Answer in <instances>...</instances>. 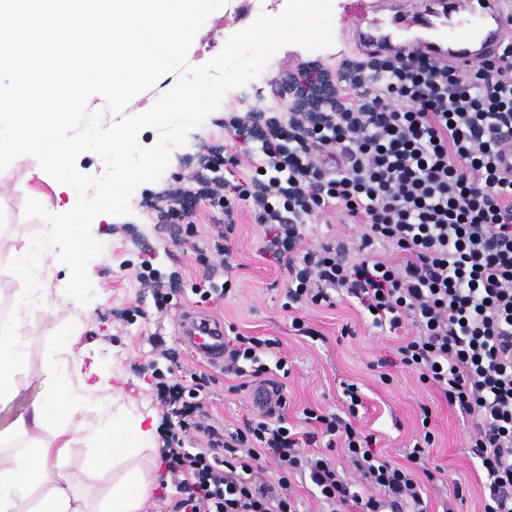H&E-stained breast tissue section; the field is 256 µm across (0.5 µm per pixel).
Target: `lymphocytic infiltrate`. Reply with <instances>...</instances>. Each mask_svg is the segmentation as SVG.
Segmentation results:
<instances>
[{
	"mask_svg": "<svg viewBox=\"0 0 512 512\" xmlns=\"http://www.w3.org/2000/svg\"><path fill=\"white\" fill-rule=\"evenodd\" d=\"M262 160L215 196L251 202L279 225L290 253L287 298L329 302L346 291L377 328H410L401 362L473 420L472 454L485 471L484 512H512V48L468 70L417 54L356 63L316 112H280ZM336 206L360 229L354 251L307 244L314 213ZM277 340L237 335L224 372L267 370ZM212 378L182 371L158 383L165 426L161 464L173 512H300L293 481H310L330 512H427L420 478L431 435L407 465L381 459L354 420L360 387L343 386V414L306 411L329 444H342L347 477L324 452L299 446L285 398L246 429L209 421ZM277 464L266 477L261 455Z\"/></svg>",
	"mask_w": 512,
	"mask_h": 512,
	"instance_id": "obj_1",
	"label": "lymphocytic infiltrate"
}]
</instances>
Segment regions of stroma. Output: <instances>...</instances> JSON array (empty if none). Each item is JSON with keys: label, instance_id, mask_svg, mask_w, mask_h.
I'll return each mask as SVG.
<instances>
[{"label": "stroma", "instance_id": "1", "mask_svg": "<svg viewBox=\"0 0 512 512\" xmlns=\"http://www.w3.org/2000/svg\"><path fill=\"white\" fill-rule=\"evenodd\" d=\"M237 7V0H227L223 13L207 18L188 52L190 60L209 61L242 29ZM357 58V52L338 42L316 50L297 44L280 47L273 55L272 75L261 83V93L241 96L228 91L206 124L189 133L181 153L193 158L233 157V164L224 165L222 170L224 180H232L238 166L257 156L261 133L256 124L247 122L248 113L303 102L314 90L331 93L338 87V69ZM240 116L244 124L230 125V118ZM202 175L198 166L184 167L179 160H171L158 181L143 186L152 199L153 213L115 216L93 228V235L104 242L111 255L110 261L95 259L88 266L93 305L82 311L51 302L31 313L24 363L28 380L11 401L0 404V430L42 399L40 371L46 353L60 345V330L69 323L80 330L73 361L83 384L93 389L95 397L72 419V443L60 471L89 505H97L107 495L112 478L100 475L99 469L107 461L92 460L83 436L97 424L113 390L122 391L121 405L128 413H148L157 419L162 416L152 366L153 338L162 340L181 367L205 369L213 375L208 411L225 427L245 428L258 414V405L251 397L255 378L227 376L220 368L207 366L184 344L173 318L156 319L152 295L132 276L147 263L165 276L179 272L175 296L179 306L224 323L226 341H233L238 333L279 340L277 355L267 358L269 371L262 379L282 385L287 398L286 419L300 436L315 435L313 426L304 422L306 409L340 412L342 381L357 382L364 393L357 424L363 433L372 435L373 448L383 458L405 463L414 439L423 430L431 431L429 464L438 473L434 482L422 485L428 512H440L447 499L453 500L454 512H484L488 495L484 471L466 446L470 420L400 363L396 353L399 336L373 328L356 298L339 296L334 305L309 306L299 313L287 308L288 256L276 248L274 228L257 223L248 202L235 200L227 209L202 202L197 194ZM53 184V178L42 176L40 166L30 156L18 158L0 172V309L8 308L14 294L24 286L13 269V252L23 238L43 233L45 220L36 198L53 195ZM174 184L191 191L187 203L199 213L196 233L162 218L168 209L165 191ZM312 225L315 234L310 242L314 245L330 241L350 247L359 235L358 225L336 208L316 216ZM226 249L233 264L228 292L197 302L195 288L203 286L210 265ZM298 314L317 331V338L295 330L292 321ZM279 357L287 361V371L275 369Z\"/></svg>", "mask_w": 512, "mask_h": 512}]
</instances>
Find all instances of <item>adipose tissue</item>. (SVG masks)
<instances>
[{
    "mask_svg": "<svg viewBox=\"0 0 512 512\" xmlns=\"http://www.w3.org/2000/svg\"><path fill=\"white\" fill-rule=\"evenodd\" d=\"M83 182L80 171H71L67 181L57 184L55 198L41 200L47 230L39 237L25 239L15 253V271L25 286L14 299L9 319L0 324L1 404L12 400L21 389L17 375L27 346L26 317L30 311L45 306L50 293L52 266H47V258L67 267L74 282L73 287L58 289V303L85 302L79 288L85 279V270L80 265L87 244L85 213L59 200L60 195L73 194ZM75 372V367L60 353L49 355L44 366L43 399L19 415L8 430L0 431V443L45 430L53 433L52 440L37 441L13 457L0 459V512H19V505L25 502L30 505L28 512H80L71 485L52 476L54 463L64 458L70 446V421L92 397L89 388L76 383ZM154 434L155 426L149 423L147 415L133 418L111 411L88 432V441L101 447L112 469L120 473L100 512H138L149 483L141 472L130 468L129 462L135 447L152 443Z\"/></svg>",
    "mask_w": 512,
    "mask_h": 512,
    "instance_id": "1",
    "label": "adipose tissue"
}]
</instances>
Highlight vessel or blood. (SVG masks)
<instances>
[{"instance_id":"vessel-or-blood-1","label":"vessel or blood","mask_w":512,"mask_h":512,"mask_svg":"<svg viewBox=\"0 0 512 512\" xmlns=\"http://www.w3.org/2000/svg\"><path fill=\"white\" fill-rule=\"evenodd\" d=\"M339 34L369 55L414 52L468 69L512 45V0H352ZM181 328L195 353L223 360V324L187 316Z\"/></svg>"}]
</instances>
